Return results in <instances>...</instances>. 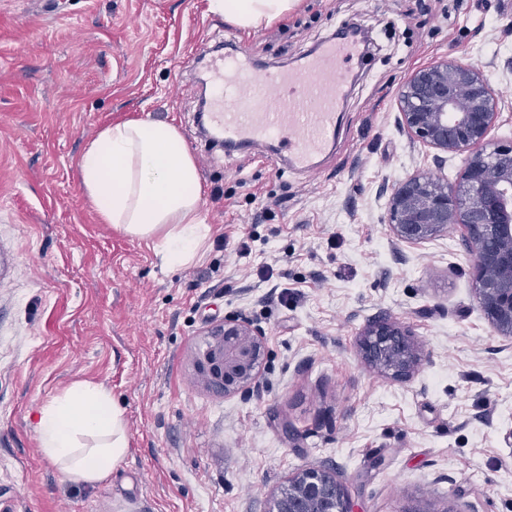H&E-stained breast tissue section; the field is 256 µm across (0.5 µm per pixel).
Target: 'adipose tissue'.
Listing matches in <instances>:
<instances>
[{
  "mask_svg": "<svg viewBox=\"0 0 512 512\" xmlns=\"http://www.w3.org/2000/svg\"><path fill=\"white\" fill-rule=\"evenodd\" d=\"M300 0H211L245 30L282 18ZM81 187L106 223L145 242L161 268L200 262L211 227L202 216L198 166L178 128L140 117L102 128L79 161ZM42 455L77 482L100 481L123 461L128 434L121 408L101 385L76 383L39 410Z\"/></svg>",
  "mask_w": 512,
  "mask_h": 512,
  "instance_id": "adipose-tissue-1",
  "label": "adipose tissue"
}]
</instances>
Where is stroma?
Listing matches in <instances>:
<instances>
[{
  "instance_id": "obj_1",
  "label": "stroma",
  "mask_w": 512,
  "mask_h": 512,
  "mask_svg": "<svg viewBox=\"0 0 512 512\" xmlns=\"http://www.w3.org/2000/svg\"><path fill=\"white\" fill-rule=\"evenodd\" d=\"M355 26L376 38L317 174L270 145L205 153L203 50L245 46L267 70ZM444 56L483 67L512 145V0H301L245 31L211 0H0V512H267L289 475L330 467L356 512H512V341L485 318L459 226L409 245L381 186L466 157L410 141L398 91ZM175 124L212 228L203 261L164 271L102 221L78 156L104 126ZM247 241L251 252L235 249ZM245 314L265 334L259 386L207 388L210 331ZM378 315L422 360L397 381L358 339ZM77 382L110 390L129 447L104 480H69L34 430Z\"/></svg>"
}]
</instances>
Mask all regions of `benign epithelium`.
Returning <instances> with one entry per match:
<instances>
[{
  "mask_svg": "<svg viewBox=\"0 0 512 512\" xmlns=\"http://www.w3.org/2000/svg\"><path fill=\"white\" fill-rule=\"evenodd\" d=\"M498 109L478 67L445 56L415 69L398 96L402 127L435 150V159L465 153L467 160L453 186L416 173L380 194L388 195V224L401 242L424 243L450 224L463 228L480 308L512 341V146L490 139ZM359 350L372 367L401 381L421 361L412 332L384 316L368 320ZM265 351L259 327L242 315L227 317L211 331L197 369L207 387L231 395L258 383ZM269 512H354V504L331 469L307 467L288 477Z\"/></svg>",
  "mask_w": 512,
  "mask_h": 512,
  "instance_id": "7a95c632",
  "label": "benign epithelium"
}]
</instances>
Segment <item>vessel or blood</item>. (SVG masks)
<instances>
[{"instance_id": "obj_1", "label": "vessel or blood", "mask_w": 512, "mask_h": 512, "mask_svg": "<svg viewBox=\"0 0 512 512\" xmlns=\"http://www.w3.org/2000/svg\"><path fill=\"white\" fill-rule=\"evenodd\" d=\"M359 54L358 43L341 36L291 69L249 68L240 51L212 57L206 122L226 147L271 141L292 167L314 172L316 158L334 142L349 64Z\"/></svg>"}]
</instances>
